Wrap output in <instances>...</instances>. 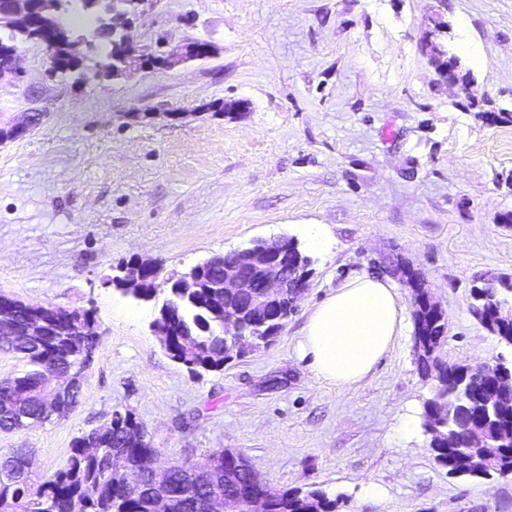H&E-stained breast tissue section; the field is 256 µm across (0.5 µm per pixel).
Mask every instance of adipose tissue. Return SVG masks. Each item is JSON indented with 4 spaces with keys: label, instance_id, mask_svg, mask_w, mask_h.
I'll use <instances>...</instances> for the list:
<instances>
[{
    "label": "adipose tissue",
    "instance_id": "ef3b65f1",
    "mask_svg": "<svg viewBox=\"0 0 512 512\" xmlns=\"http://www.w3.org/2000/svg\"><path fill=\"white\" fill-rule=\"evenodd\" d=\"M406 329L401 293L389 280H349L311 312L300 350L322 382L352 387L362 382Z\"/></svg>",
    "mask_w": 512,
    "mask_h": 512
}]
</instances>
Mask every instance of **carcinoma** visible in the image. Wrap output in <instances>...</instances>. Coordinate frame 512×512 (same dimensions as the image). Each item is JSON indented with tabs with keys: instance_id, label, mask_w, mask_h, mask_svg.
Returning a JSON list of instances; mask_svg holds the SVG:
<instances>
[{
	"instance_id": "obj_1",
	"label": "carcinoma",
	"mask_w": 512,
	"mask_h": 512,
	"mask_svg": "<svg viewBox=\"0 0 512 512\" xmlns=\"http://www.w3.org/2000/svg\"><path fill=\"white\" fill-rule=\"evenodd\" d=\"M75 1L81 16L98 29L112 27V35L101 44L88 42L91 78L109 79L126 63L130 20L104 15L98 0H55V7L70 13ZM29 41L11 18L0 16L1 45L18 49ZM413 280L416 360L429 386L421 417L434 461L452 477L490 481L512 475V376L467 375L464 365L443 361L439 353L447 340V315L428 299L425 283L416 275ZM191 299L196 305L189 307L183 328L193 329L201 322L215 328L230 307L242 314L246 341L224 357L212 348L215 339L199 330L195 347L187 348L180 337H170L173 360L189 371L221 369L233 357L252 350L256 342L270 340L254 335L248 299L213 296L206 288L193 289ZM470 308L500 343L512 347V277L480 280L471 289ZM91 320L90 312L73 310L55 320L51 336L12 338V351L21 355L28 369L0 380V428L35 426L51 416L39 388L52 368L79 372L90 363L99 336H83L81 327ZM474 431L483 438L480 448L468 446ZM153 451L151 439L103 424L74 438L66 466L35 491L26 460L14 452L0 454V512H155L160 499L168 501V512H212L226 505L246 512L245 498L256 474L241 464L243 452L220 450L214 463L204 468L177 462L165 479L158 480L143 465ZM337 504L319 490L272 489L268 507L269 512H336Z\"/></svg>"
}]
</instances>
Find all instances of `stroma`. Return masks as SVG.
<instances>
[{
    "instance_id": "1",
    "label": "stroma",
    "mask_w": 512,
    "mask_h": 512,
    "mask_svg": "<svg viewBox=\"0 0 512 512\" xmlns=\"http://www.w3.org/2000/svg\"><path fill=\"white\" fill-rule=\"evenodd\" d=\"M435 22L462 63L448 79L425 49ZM134 30L150 59L212 52L87 81L30 42L0 80V127L40 116L0 142V295L91 311L100 335L78 403L0 431V449H25L40 485L119 408L159 469L231 448L338 512H512V476L450 477L425 432L398 434L428 394L413 333L350 388L296 351L320 301L399 258L448 317L444 360L512 357L470 308L474 280L512 276V123L485 118L512 113V0H156ZM315 224L328 244L295 313L220 370L177 364L152 328L161 299L111 284L137 261L174 278L253 240L305 242Z\"/></svg>"
}]
</instances>
